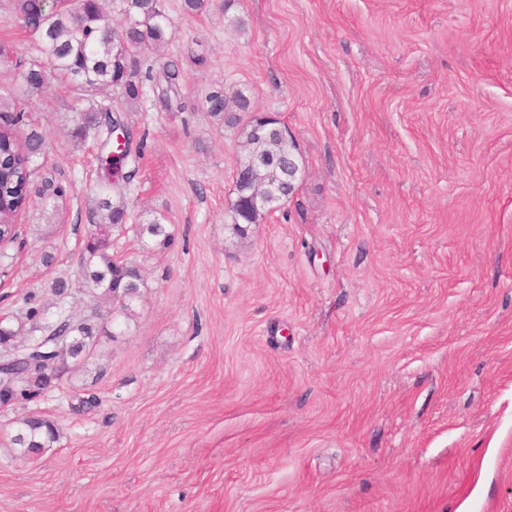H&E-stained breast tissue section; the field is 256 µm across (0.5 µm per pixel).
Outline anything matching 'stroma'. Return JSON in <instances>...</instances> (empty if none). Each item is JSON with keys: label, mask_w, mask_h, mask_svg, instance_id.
<instances>
[{"label": "stroma", "mask_w": 512, "mask_h": 512, "mask_svg": "<svg viewBox=\"0 0 512 512\" xmlns=\"http://www.w3.org/2000/svg\"><path fill=\"white\" fill-rule=\"evenodd\" d=\"M162 6L174 38L135 58L184 79L128 108L146 147L123 194L174 241L113 236L144 279L132 317L0 407V512H512V0ZM36 42L0 0V108L47 144L0 275L17 347L26 294L49 320L109 308L75 281L98 144L71 139L69 86L26 87ZM218 86L297 146L295 192L244 238ZM32 414L59 438L24 459L4 442ZM162 74L165 86L161 87V90L157 86V83L154 80V78L152 79L150 73H148V76L146 77H148L147 79L150 81L151 79L153 82L155 81V89L159 90V93L163 98V101L169 103L168 94L170 92L177 91L182 74L177 63H175L172 60H169L162 65ZM238 195L236 196L235 193V199L231 202L230 205V218L232 228L236 235H238L241 238H244L246 235V228L242 226V224H258L259 220L262 218L261 213H254V214H247L242 204L237 202Z\"/></svg>", "instance_id": "35a3bbf8"}]
</instances>
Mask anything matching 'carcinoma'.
<instances>
[{"mask_svg": "<svg viewBox=\"0 0 512 512\" xmlns=\"http://www.w3.org/2000/svg\"><path fill=\"white\" fill-rule=\"evenodd\" d=\"M126 25L119 31L112 25V18L104 12L100 0H76L49 12L40 10L38 0H13L14 10L25 27L38 38L37 49L43 62L30 64L23 79L30 89L47 88L48 76L67 82L81 95L89 97V105L81 110L80 118L71 131L77 141H84L89 134L103 138L105 149L100 163L112 177L115 171L130 170L126 178L135 175L144 145L132 150L131 145L118 143L113 134L127 127L128 117L122 107L140 100L144 83L139 77L133 50L149 46L155 50L165 47L173 33L169 19L160 0H123ZM165 86L159 90L164 102L168 94L178 89L181 71L172 60L162 65ZM111 87L119 95L117 105L104 104L94 99L96 92ZM248 101L240 94L231 97L224 89L217 88L205 97V110L225 122H240V113L247 111ZM268 122L263 116H253L243 126L244 141L237 164H245L262 156L266 165L264 177L271 181L281 177L288 166V157L296 156L295 144L283 137L272 143L253 140L251 128ZM28 117L22 110L7 113L0 118V244L16 242L20 236L16 218L25 210V204L36 173L35 159L45 150V140L37 132L27 134L19 143L17 130L27 125ZM112 183L100 184L92 210V230L86 236L77 261V276L83 286L101 291V296L111 303L110 321L118 316L130 318L133 305L140 297L142 274L140 269L112 255V246L105 236L113 232L130 231L138 241L149 246L166 249L173 238L167 218L156 213L140 224L126 226L128 207L121 192H111ZM230 218L234 232L243 238L245 225L257 224L262 214H248L242 204L232 201ZM103 326L98 317L80 319L63 316L54 324L44 326V335L16 352L18 360L11 368L15 375L13 396L18 402L31 401L44 392V374L41 368L54 369L56 362L68 365L85 363L92 357ZM58 439L54 422L39 416L22 420L9 435V443L23 458L37 455L53 447Z\"/></svg>", "mask_w": 512, "mask_h": 512, "instance_id": "1", "label": "carcinoma"}]
</instances>
